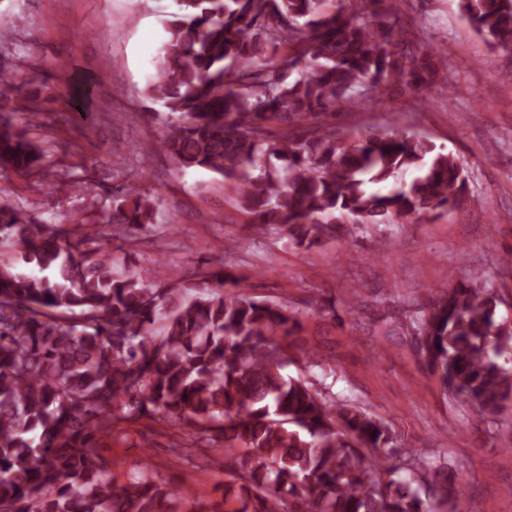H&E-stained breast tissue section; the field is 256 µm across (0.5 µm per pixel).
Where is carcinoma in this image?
<instances>
[{"instance_id": "cac0c4a2", "label": "carcinoma", "mask_w": 512, "mask_h": 512, "mask_svg": "<svg viewBox=\"0 0 512 512\" xmlns=\"http://www.w3.org/2000/svg\"><path fill=\"white\" fill-rule=\"evenodd\" d=\"M385 0H176L145 96L169 115L159 141L182 170L235 184L248 222L306 249L361 224L435 218L462 208L463 162L406 131L358 140L333 123L382 88L422 93L419 76L447 58ZM490 51L512 56V0H458ZM0 168L44 171L37 104L0 68ZM292 129L276 133L271 121ZM71 224L25 220L0 197L31 272L0 262V512H457L440 466L421 476L414 450L366 412L284 373V340L301 328L288 306L235 291L213 270L189 288H157L114 270L110 244L155 224L141 183L119 186ZM234 290L228 291L226 287ZM499 295L462 283L415 321L443 393L489 416L512 408V331ZM148 417L187 434L181 456L211 458L224 441V494L203 502L156 481L123 484L98 453Z\"/></svg>"}]
</instances>
